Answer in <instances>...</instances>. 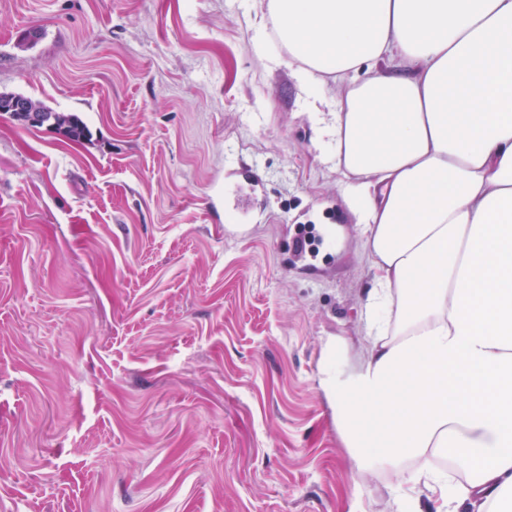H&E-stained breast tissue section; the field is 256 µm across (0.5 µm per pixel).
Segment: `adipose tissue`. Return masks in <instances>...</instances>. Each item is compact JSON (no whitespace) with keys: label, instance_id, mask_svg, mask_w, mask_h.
<instances>
[{"label":"adipose tissue","instance_id":"1","mask_svg":"<svg viewBox=\"0 0 512 512\" xmlns=\"http://www.w3.org/2000/svg\"><path fill=\"white\" fill-rule=\"evenodd\" d=\"M372 257L371 340L324 370L347 447L438 512H512V0H264ZM467 475L449 485L437 454Z\"/></svg>","mask_w":512,"mask_h":512}]
</instances>
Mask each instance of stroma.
<instances>
[{
    "label": "stroma",
    "instance_id": "35a3bbf8",
    "mask_svg": "<svg viewBox=\"0 0 512 512\" xmlns=\"http://www.w3.org/2000/svg\"><path fill=\"white\" fill-rule=\"evenodd\" d=\"M261 15L0 0V91L91 132L0 114V512H396L320 386L370 254ZM61 125L67 128V139L71 142H81L89 136L85 123L75 114L53 112Z\"/></svg>",
    "mask_w": 512,
    "mask_h": 512
}]
</instances>
